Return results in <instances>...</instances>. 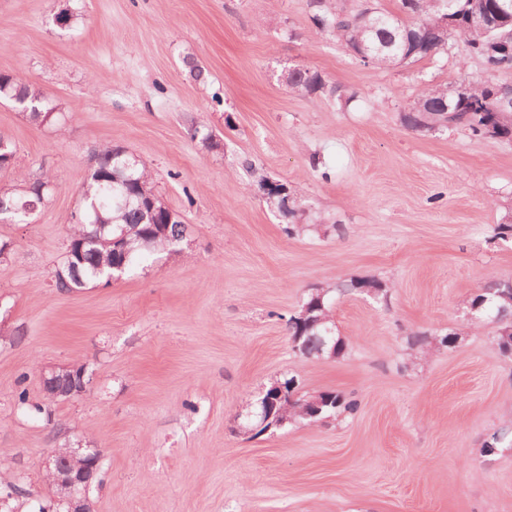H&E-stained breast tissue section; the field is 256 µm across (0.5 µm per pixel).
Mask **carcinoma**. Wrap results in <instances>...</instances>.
Segmentation results:
<instances>
[{
	"label": "carcinoma",
	"instance_id": "cac0c4a2",
	"mask_svg": "<svg viewBox=\"0 0 512 512\" xmlns=\"http://www.w3.org/2000/svg\"><path fill=\"white\" fill-rule=\"evenodd\" d=\"M496 0H400L403 16L386 13L374 5H365L355 13L342 14L337 11L334 0H311V19L317 30L332 35L350 47L362 41L392 42L399 51H405L403 33L424 29V47L408 50L409 60L418 61L448 51L452 36L460 34L454 29L443 32L440 21L448 16L460 17L474 10L492 9ZM381 19L382 25L374 32L363 31L366 13ZM469 54L480 60L489 73L512 71V40L497 30L490 33L470 32L466 34ZM459 83L465 86L464 98L448 105V87H427L421 91L413 106L414 112L404 115V125L413 131H429L428 124L442 119L440 113L451 110L460 115L456 126L464 129L478 140H493L512 136V104L503 103V96H491L490 83L463 77ZM0 84L7 92H0V99L18 98L27 107L25 116L39 125H54L60 120L57 106L40 89L21 81L12 74L0 73ZM288 87L308 95L317 94L327 88L321 75L307 70L296 71L288 76ZM113 145L106 144L95 150L93 158L99 165L108 167V174L100 177L92 174L83 189L80 212L73 218V230L68 244L78 246L76 252L65 256L64 263L54 272L55 285L63 290H79L101 276L121 266L128 270L135 262L160 252H178V242L186 238L188 225L180 218L168 219L162 211L155 212V223H149L147 206L157 200L156 192L146 163L140 161L124 169L125 158H112ZM50 180H37L30 190L17 194L12 189H0V221L13 224H28L35 211L45 206L51 196ZM305 215L300 197L293 199V211L287 220L285 231L293 236L305 231L302 224ZM375 289L379 299H384L388 286L380 281L349 280L336 286L340 295L358 292L362 286ZM304 304L313 310V315L322 318L320 323L288 320V331L293 348L310 358L319 357L321 336L333 327L331 305L327 293L317 289L310 293ZM470 307L475 318L468 320L472 327L492 324L495 327L496 343L500 353L512 357V282L492 281L482 293L474 296ZM453 336L432 338L415 334L409 337L411 351L426 347H443L451 344ZM325 403L322 412L311 418L307 416L309 403ZM356 399L337 392H325L312 399L296 398L288 401L289 416L302 422H320L338 414L353 415L358 411Z\"/></svg>",
	"mask_w": 512,
	"mask_h": 512
}]
</instances>
